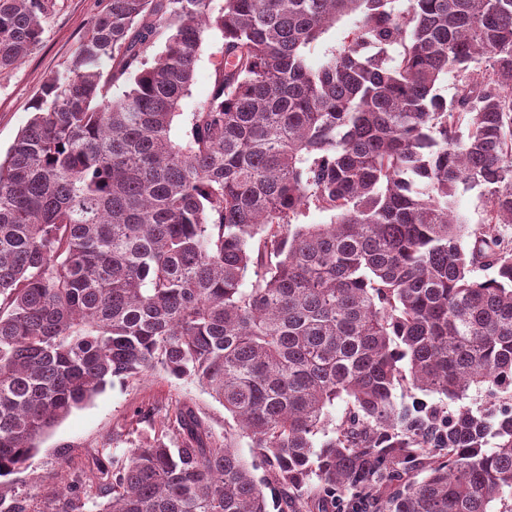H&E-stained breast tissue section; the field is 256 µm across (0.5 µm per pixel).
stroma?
<instances>
[{
	"label": "stroma",
	"instance_id": "35a3bbf8",
	"mask_svg": "<svg viewBox=\"0 0 512 512\" xmlns=\"http://www.w3.org/2000/svg\"><path fill=\"white\" fill-rule=\"evenodd\" d=\"M106 0H60L44 26L40 46L17 66L0 71V155H6L30 118V106L45 81L71 59L89 33L91 20ZM222 39L212 32L198 54L189 95L180 105L171 135L181 138L192 112L209 97L222 61ZM189 405L205 420L216 444L232 440L248 464H258L251 442L223 406L196 384L157 370L137 379L114 380L83 407L73 410L42 440L28 469L7 477L27 496L31 512H42L45 498L60 483L77 478L97 483L102 469L129 448L176 427L177 410Z\"/></svg>",
	"mask_w": 512,
	"mask_h": 512
}]
</instances>
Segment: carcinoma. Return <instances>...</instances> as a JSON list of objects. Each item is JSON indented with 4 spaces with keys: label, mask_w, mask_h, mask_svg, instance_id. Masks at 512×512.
Returning a JSON list of instances; mask_svg holds the SVG:
<instances>
[{
    "label": "carcinoma",
    "mask_w": 512,
    "mask_h": 512,
    "mask_svg": "<svg viewBox=\"0 0 512 512\" xmlns=\"http://www.w3.org/2000/svg\"><path fill=\"white\" fill-rule=\"evenodd\" d=\"M408 2L107 0L0 161V478L112 379L160 368L268 469L181 410L46 512H268L267 488L279 512L349 491L382 512H512V0ZM57 6L0 0V69ZM212 29L213 90L174 140ZM462 186L487 193L467 246ZM310 209L330 223H297ZM404 388L456 407L399 406ZM0 512L29 500L0 483ZM359 14L343 17L335 25L328 28L308 50L307 56L312 66L320 64L325 57L330 55L338 47L348 43L355 30Z\"/></svg>",
    "instance_id": "obj_1"
}]
</instances>
